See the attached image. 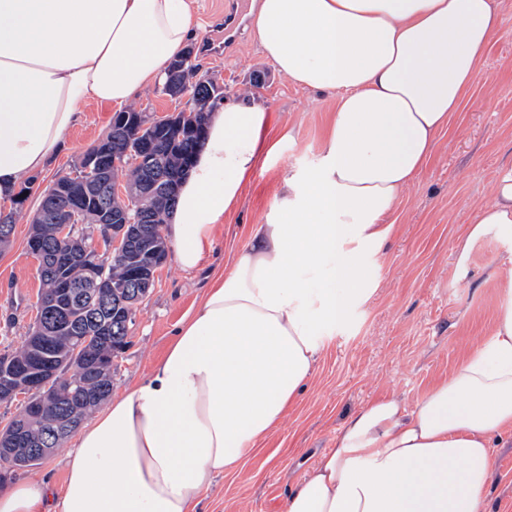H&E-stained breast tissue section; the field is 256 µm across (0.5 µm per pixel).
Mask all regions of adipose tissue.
<instances>
[{"mask_svg": "<svg viewBox=\"0 0 512 512\" xmlns=\"http://www.w3.org/2000/svg\"><path fill=\"white\" fill-rule=\"evenodd\" d=\"M492 0H261L265 59L336 98L319 164L293 171L266 223L176 327L165 354L78 433L65 483L0 490V512H195L296 404L337 325L375 295L392 214L478 79ZM188 0H0V201L60 152L89 100L127 106L194 39ZM255 100L212 113L164 231L181 268L260 164ZM512 234V170L471 243ZM512 435V287L489 336L406 408L372 400L340 426L285 512H488L495 441Z\"/></svg>", "mask_w": 512, "mask_h": 512, "instance_id": "obj_1", "label": "adipose tissue"}]
</instances>
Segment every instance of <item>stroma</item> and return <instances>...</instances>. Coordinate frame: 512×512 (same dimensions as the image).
<instances>
[{
    "mask_svg": "<svg viewBox=\"0 0 512 512\" xmlns=\"http://www.w3.org/2000/svg\"><path fill=\"white\" fill-rule=\"evenodd\" d=\"M499 23L482 61V74L413 186L397 204L398 231L387 246L380 286L363 309L338 326L298 405L241 467L217 476L198 512H284L287 495L319 456L333 448L341 423L368 401L400 396L407 407L448 373L492 330L508 278L495 274L512 253V237L489 233L470 248L467 275L456 271V247L493 185L512 168V0H493ZM253 0H234L246 21L232 51L224 49V0H190L200 73L224 87L226 101L259 100L268 122L265 144H278L276 161L257 168L235 206L216 229L213 251L197 269L168 258L150 293L136 306L130 346L112 372L120 396L164 355L175 326L202 301L210 280L229 270L248 241L250 225L265 223L288 170L308 171L322 152L336 100L307 90L277 72L253 33ZM264 73L263 87L253 86ZM113 108L94 102L81 109L65 147L40 174L49 185L94 142L112 131ZM290 140H282L285 130ZM30 195L15 210L9 248L0 252V353L18 350L36 315L37 262L27 251ZM492 512H512V444L494 451Z\"/></svg>",
    "mask_w": 512,
    "mask_h": 512,
    "instance_id": "obj_1",
    "label": "stroma"
}]
</instances>
